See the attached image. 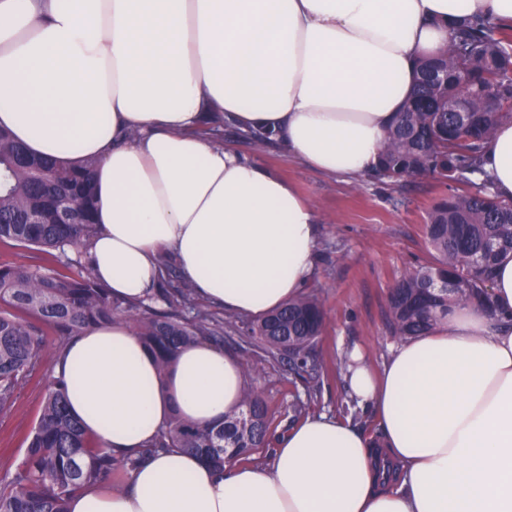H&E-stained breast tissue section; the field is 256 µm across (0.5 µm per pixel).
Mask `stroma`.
<instances>
[{
  "mask_svg": "<svg viewBox=\"0 0 512 512\" xmlns=\"http://www.w3.org/2000/svg\"><path fill=\"white\" fill-rule=\"evenodd\" d=\"M222 140L255 153L322 215L315 272L306 287L307 293L317 295L325 313V328L312 351L319 365L316 397L308 399L303 383L285 362L266 363L258 376L247 378V385L269 402L275 435L294 424V404L307 399L311 413L350 418L368 437L379 438L371 411L350 402L341 364L346 352L357 348L377 370L395 347L386 327L389 290L405 270L428 259L424 224L432 204L447 194V183L425 177L393 186L366 176L350 182L309 168L277 147L256 150L227 131ZM54 352L53 341H46L36 372L0 422V478L13 472L23 455L54 375Z\"/></svg>",
  "mask_w": 512,
  "mask_h": 512,
  "instance_id": "1",
  "label": "stroma"
}]
</instances>
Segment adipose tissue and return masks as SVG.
Instances as JSON below:
<instances>
[{"label": "adipose tissue", "mask_w": 512, "mask_h": 512, "mask_svg": "<svg viewBox=\"0 0 512 512\" xmlns=\"http://www.w3.org/2000/svg\"><path fill=\"white\" fill-rule=\"evenodd\" d=\"M479 15L512 28V0H0V126L36 156L73 142L68 162L98 159L88 257L114 299L149 297L167 255L198 298L258 317L303 295L319 216L217 127L272 132L309 167L360 178L418 60ZM483 168L512 198V122ZM491 298L450 307L447 328L400 342L381 374L351 351L347 388L379 441L321 413L266 463L161 453L76 493L71 512H512V253ZM62 372L87 436L134 457L172 415L221 424L244 389L240 361L205 341L159 374L118 319L75 338Z\"/></svg>", "instance_id": "ef3b65f1"}]
</instances>
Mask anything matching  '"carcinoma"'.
Masks as SVG:
<instances>
[{"label": "carcinoma", "instance_id": "obj_1", "mask_svg": "<svg viewBox=\"0 0 512 512\" xmlns=\"http://www.w3.org/2000/svg\"><path fill=\"white\" fill-rule=\"evenodd\" d=\"M468 93V112L448 111V99ZM512 119V40L491 18L467 19L451 32L439 56L418 65L414 92L386 131L372 176L393 182L424 176L457 182L480 175L472 190L451 191L432 206L424 234L432 261L404 272L388 297V328L399 340L448 325V307L489 298L492 269L512 252V199L492 190L482 169L485 144L496 126ZM28 151L11 131L0 128V243L33 251L31 263H0V415L20 398L41 359L44 329L56 336L54 363L65 359L69 342L90 325L122 318L159 356L165 373L170 357L201 339L224 341V327L244 335L259 363L288 360L307 365L324 328L318 299L304 295L244 327L218 321L194 303L182 280L147 303L127 306L112 299L77 257L65 269L47 267L96 232V161L69 167L52 160H27ZM65 203L75 206L69 224L59 218ZM82 268L78 274L68 268ZM160 301L168 310L156 312ZM273 416L266 399L249 389L239 407L219 426L201 427L172 417L150 444L152 451L180 448L220 467L226 460L252 461L269 445ZM145 456L129 457L96 446L69 411V388L53 377L38 420L13 473L0 479V512H69L73 494L129 471Z\"/></svg>", "mask_w": 512, "mask_h": 512}]
</instances>
